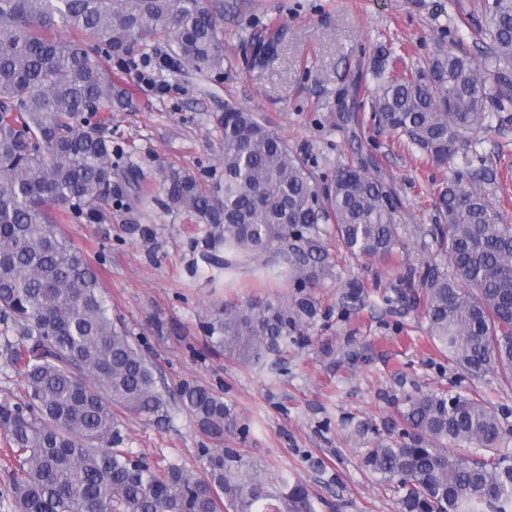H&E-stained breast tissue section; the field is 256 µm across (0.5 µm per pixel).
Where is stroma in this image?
<instances>
[{
	"label": "stroma",
	"instance_id": "obj_1",
	"mask_svg": "<svg viewBox=\"0 0 512 512\" xmlns=\"http://www.w3.org/2000/svg\"><path fill=\"white\" fill-rule=\"evenodd\" d=\"M224 69L197 73L158 67L170 46L158 40L135 63L118 67L133 106L105 113L113 169L122 192L103 205L96 222L68 218L64 238L99 273L112 314L155 364L167 387L196 381L221 394L237 412L225 445L264 465L270 477L289 474L308 489L315 512H401L399 496L361 464L358 422L383 425L407 396L438 390L478 394L501 414L512 456V387L493 373L471 377L432 346L423 311L409 301L401 275L434 262L447 267L429 233L439 216L433 191L453 168L486 169L480 187L500 198L512 223V122L487 119L476 152L437 165L406 137L376 126L372 69L391 47L389 65L413 71L454 28L459 5L471 0H222ZM148 66L153 86L137 69ZM257 113L304 157L317 174L363 164L399 203L397 232L405 247L388 262L355 258L336 247L335 227L317 225L328 276L309 291L291 278L260 273L214 274L207 225L171 209L160 168L175 165L204 183L223 171L225 104ZM359 111L363 122H347ZM358 283L360 296L349 293ZM317 302L304 341L261 363L227 359L206 325L224 302L302 294ZM125 445L154 463L163 459L199 468L207 438L178 406L168 421L120 415Z\"/></svg>",
	"mask_w": 512,
	"mask_h": 512
}]
</instances>
